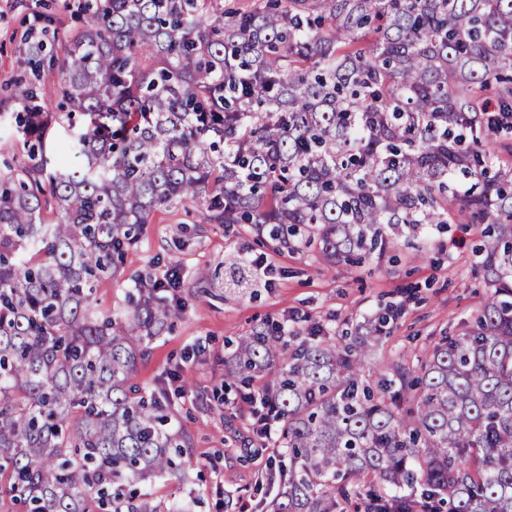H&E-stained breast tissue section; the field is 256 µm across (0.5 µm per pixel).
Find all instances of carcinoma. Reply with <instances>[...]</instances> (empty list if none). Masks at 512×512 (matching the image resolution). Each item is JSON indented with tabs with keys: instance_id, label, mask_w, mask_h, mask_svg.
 <instances>
[{
	"instance_id": "obj_1",
	"label": "carcinoma",
	"mask_w": 512,
	"mask_h": 512,
	"mask_svg": "<svg viewBox=\"0 0 512 512\" xmlns=\"http://www.w3.org/2000/svg\"><path fill=\"white\" fill-rule=\"evenodd\" d=\"M85 28L32 27L0 99L25 158L0 154V496L23 512H181L169 390L129 376L177 306L152 276L95 306L151 214L189 200L275 249L349 264L403 225L483 226L487 298L462 334L375 381L361 337L254 331L224 383L262 381L286 449L272 512H512V0H78ZM67 118L51 160L32 79L45 41ZM20 111H10V106ZM84 157L73 168L71 152ZM57 221L43 222V211Z\"/></svg>"
}]
</instances>
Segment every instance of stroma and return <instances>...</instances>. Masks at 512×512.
<instances>
[{
	"label": "stroma",
	"mask_w": 512,
	"mask_h": 512,
	"mask_svg": "<svg viewBox=\"0 0 512 512\" xmlns=\"http://www.w3.org/2000/svg\"><path fill=\"white\" fill-rule=\"evenodd\" d=\"M75 3L0 0V89L23 69L15 44L38 17L64 32L83 27ZM38 92L51 111L40 129L51 151L84 122L61 113L58 67L44 69ZM478 238L477 227L464 224L398 227L382 257L333 266L315 248L276 251L250 228L209 223L204 207L192 202L155 210L119 272L95 292L98 311L116 314L128 306L135 275L160 278L174 266L182 277L174 296L183 314L149 343L131 378L146 394L172 375L183 378L171 409L187 443L185 477L156 483L155 499L184 512H270L279 465L272 443L256 434L261 418L256 404L245 400L246 387L224 385V359L233 342L279 323L302 336L315 327L340 335L380 319L384 325L368 368L386 372L391 361L422 354L472 321L486 298L481 259L473 252ZM244 251L265 260L266 280L241 282Z\"/></svg>",
	"instance_id": "stroma-1"
}]
</instances>
